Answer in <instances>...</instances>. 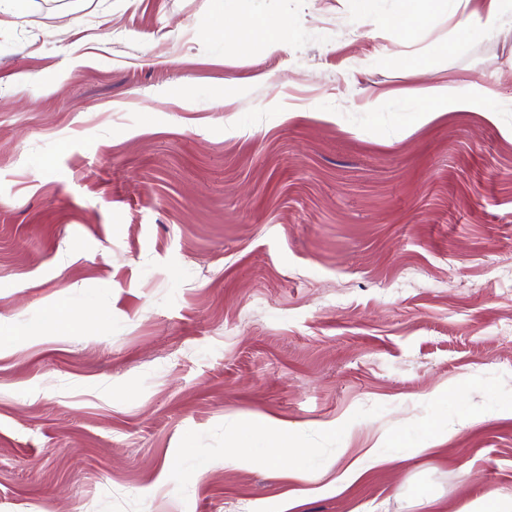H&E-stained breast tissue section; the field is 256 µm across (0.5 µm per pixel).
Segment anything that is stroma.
<instances>
[{
	"label": "stroma",
	"mask_w": 512,
	"mask_h": 512,
	"mask_svg": "<svg viewBox=\"0 0 512 512\" xmlns=\"http://www.w3.org/2000/svg\"><path fill=\"white\" fill-rule=\"evenodd\" d=\"M0 19V512H458L512 495V36L398 0ZM288 16L286 49L225 12ZM495 90L421 120L412 90ZM69 314L70 330L48 321ZM308 457L224 466L242 417ZM447 418L448 432L418 440ZM385 462L349 474L377 440ZM460 0H402V23L395 31L399 38H410L416 26L426 22L435 11L455 14Z\"/></svg>",
	"instance_id": "1"
}]
</instances>
